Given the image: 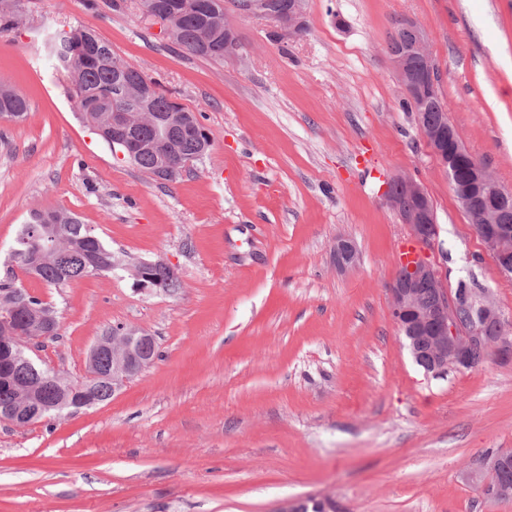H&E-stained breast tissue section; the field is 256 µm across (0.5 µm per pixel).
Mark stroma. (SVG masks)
Instances as JSON below:
<instances>
[{"label":"stroma","mask_w":512,"mask_h":512,"mask_svg":"<svg viewBox=\"0 0 512 512\" xmlns=\"http://www.w3.org/2000/svg\"><path fill=\"white\" fill-rule=\"evenodd\" d=\"M23 0L0 34V79L30 102L0 122V276L31 209L63 207L124 269L61 288L60 336L40 358L69 379L115 326L151 333L159 356L99 406L19 428L0 422V512H512L466 478L512 449V361L424 373L392 318L389 287L408 227L382 193L426 189L432 261L448 287L487 289L512 318L502 275L400 102L387 44L426 34L449 122L512 189V0H306L308 29L268 39L229 12L238 55L180 53L139 0ZM94 29L211 135L172 183L112 153L72 107L44 43ZM351 239L355 266L333 246ZM175 266L178 292L138 290L139 260Z\"/></svg>","instance_id":"35a3bbf8"}]
</instances>
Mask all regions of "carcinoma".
<instances>
[{"label":"carcinoma","instance_id":"1","mask_svg":"<svg viewBox=\"0 0 512 512\" xmlns=\"http://www.w3.org/2000/svg\"><path fill=\"white\" fill-rule=\"evenodd\" d=\"M182 14L180 36L177 47L185 54L210 59L224 60V31L218 28L205 29L206 18L224 13V0H166ZM21 0H0V33L8 32L19 25ZM414 40V31L398 26L391 36L388 52L400 53ZM85 44L86 52L78 58L73 53V42ZM49 55L56 71L71 85V101L86 123L95 122L94 130L107 144L112 145V113L135 109L139 102L130 94L136 85L150 82L156 86L152 92L149 109L158 114L161 122L146 123L135 131L136 138L143 143L142 150L130 162L144 173L152 176L163 162L174 168L169 181L174 182L188 163L197 160L199 154L197 136H207L204 129L199 134H184L176 127L178 120L167 123L169 114L179 113L186 117L193 111L172 101L159 83L133 64L119 62L112 46L103 41L94 31L80 26L61 30L53 34L48 42ZM431 100L427 105L409 99L401 101L404 110L412 109L424 113L423 119L430 125H439L447 118L443 110L432 103V90H426ZM30 110L29 102L10 85L0 83V119L22 121ZM34 224H44L49 229L36 237L31 232ZM44 255V263L37 270L41 280L48 286L59 288L87 275H109L117 268L112 248L94 229L83 224L76 214L62 208H37L29 212L14 240L9 253L10 267L5 277L0 278V312L7 305L15 304V295L22 293L28 303L53 321L47 324L27 325L26 332L47 334L55 339L59 336V322L55 308L41 298L31 295L23 288L16 270L32 272L33 255ZM149 275L162 291H175L181 287L178 274L168 268L157 267ZM25 353H19L14 364V385L0 387V405L15 401L16 390L39 384L38 377L48 374V369L38 368L33 373L26 365Z\"/></svg>","mask_w":512,"mask_h":512}]
</instances>
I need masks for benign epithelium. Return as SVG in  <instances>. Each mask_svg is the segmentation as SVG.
<instances>
[{
    "mask_svg": "<svg viewBox=\"0 0 512 512\" xmlns=\"http://www.w3.org/2000/svg\"><path fill=\"white\" fill-rule=\"evenodd\" d=\"M305 5L306 0H290L286 12L271 14L263 4L249 2L238 12L269 20L281 39L290 40L298 38L307 27ZM153 19L160 24L166 39L176 43V15L158 5ZM403 25L411 27L413 23L405 21ZM415 30L422 58V80H411L404 58L391 57V65L410 99L421 94L424 85H435L433 61L427 50L425 34L418 26ZM144 116L143 112L112 113V135L122 136L130 145H135L130 134ZM416 120L422 139L448 175H453L460 167L464 169L466 186L455 194V198L464 212L478 216L480 223L474 226L477 235L500 272L512 277V225L490 217L493 212L512 207V190L501 186L486 166L468 151L454 126L428 125L420 112L416 113ZM448 143L456 145L452 155L446 149ZM392 182L401 185L404 197L414 205L404 206L401 197L391 192L385 195L387 204L398 213L402 223L409 227L414 239L423 247V258L398 272L390 288L396 326L414 362L426 373L441 376L450 369L473 367L476 354L488 348L494 350L500 360H511L512 321L503 316L491 294L484 288H448L446 276L430 260L428 251L435 247L438 225L433 203L423 186L407 176H397ZM334 254L336 264L341 268L351 267L357 261L355 246L347 238L336 240ZM426 288L430 289L431 295H425ZM464 310L468 312L466 319L461 317ZM490 328L495 330V335H487ZM46 340L45 336L23 333L13 316L1 317L0 384H11V369L18 350L34 354ZM154 342V336L145 330L117 326L112 329V336L98 339L89 352L88 362L97 363L101 348L112 346V369L103 377L112 381L115 391L154 362ZM45 384V390L24 391L19 405L1 408L0 421L17 427L31 425L41 414L62 406L64 392L77 391L70 380L57 372L49 376ZM511 468L512 450L500 449L487 454L482 467L468 472L467 478L488 494L509 497L512 486L500 481V476Z\"/></svg>",
    "mask_w": 512,
    "mask_h": 512,
    "instance_id": "benign-epithelium-1",
    "label": "benign epithelium"
}]
</instances>
